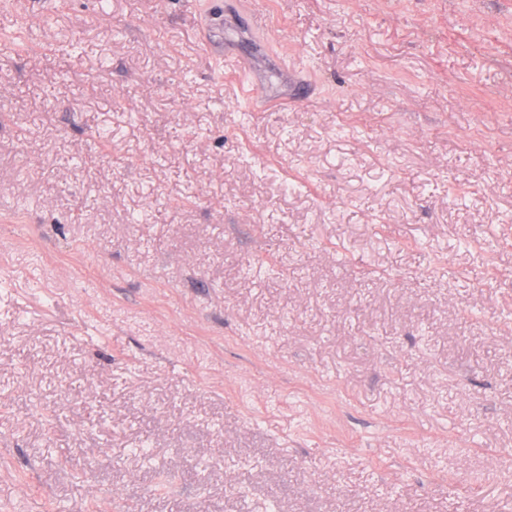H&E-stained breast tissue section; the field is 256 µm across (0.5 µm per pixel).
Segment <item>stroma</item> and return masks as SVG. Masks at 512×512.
I'll return each mask as SVG.
<instances>
[{
    "mask_svg": "<svg viewBox=\"0 0 512 512\" xmlns=\"http://www.w3.org/2000/svg\"><path fill=\"white\" fill-rule=\"evenodd\" d=\"M507 321L512 0H0V512H512Z\"/></svg>",
    "mask_w": 512,
    "mask_h": 512,
    "instance_id": "stroma-1",
    "label": "stroma"
}]
</instances>
